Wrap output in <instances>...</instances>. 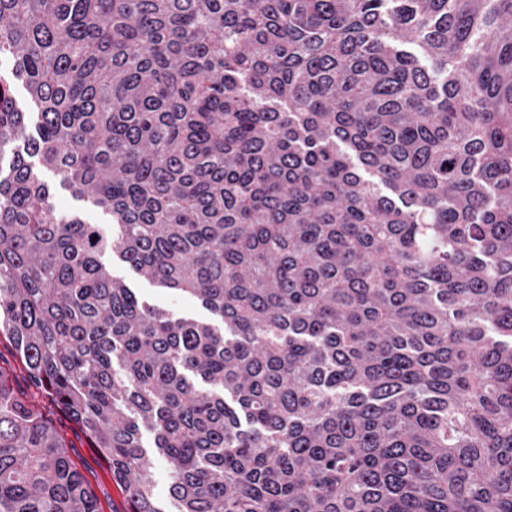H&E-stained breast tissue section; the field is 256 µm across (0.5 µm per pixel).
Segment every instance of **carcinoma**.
<instances>
[{
  "label": "carcinoma",
  "mask_w": 512,
  "mask_h": 512,
  "mask_svg": "<svg viewBox=\"0 0 512 512\" xmlns=\"http://www.w3.org/2000/svg\"><path fill=\"white\" fill-rule=\"evenodd\" d=\"M1 56L0 336L126 512L157 458L177 512H512V0H0ZM0 512H101L1 366ZM55 204L61 211L77 213L89 224H106L105 226H108L109 218L107 215L90 203L76 199L68 190L58 189L55 196ZM105 262L110 266L112 275L125 281L129 288L142 299L159 307L175 311L180 315H191L200 319H207L209 313L197 302L187 297H172L151 285L147 280L130 271L117 257L109 255Z\"/></svg>",
  "instance_id": "cac0c4a2"
}]
</instances>
